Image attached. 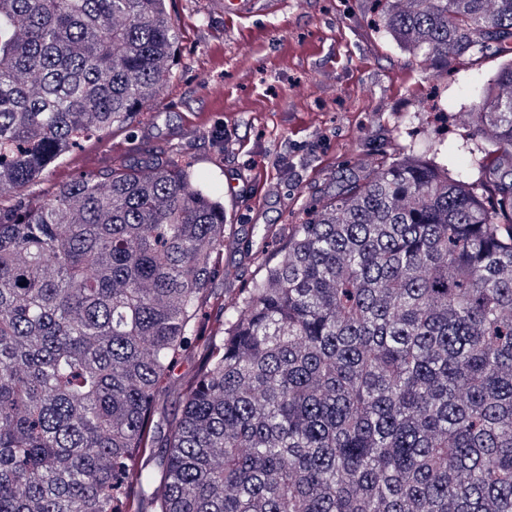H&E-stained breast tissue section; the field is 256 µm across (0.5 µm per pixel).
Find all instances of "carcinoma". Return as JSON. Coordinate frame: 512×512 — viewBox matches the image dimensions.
<instances>
[{"instance_id": "1", "label": "carcinoma", "mask_w": 512, "mask_h": 512, "mask_svg": "<svg viewBox=\"0 0 512 512\" xmlns=\"http://www.w3.org/2000/svg\"><path fill=\"white\" fill-rule=\"evenodd\" d=\"M377 4L425 61L512 41V0ZM176 42L166 0H0V196L153 102ZM475 133L476 179L348 181L229 306L188 163L0 212V512H512V62ZM194 366L195 358L191 354L179 359V361L175 365L171 382L169 384L166 394L167 404L169 409L172 410V412L178 410L181 405V388L179 381L183 377H186L190 373H192Z\"/></svg>"}]
</instances>
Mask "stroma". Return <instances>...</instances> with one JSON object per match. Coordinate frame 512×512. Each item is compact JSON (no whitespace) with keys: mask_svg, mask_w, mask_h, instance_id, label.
I'll return each mask as SVG.
<instances>
[{"mask_svg":"<svg viewBox=\"0 0 512 512\" xmlns=\"http://www.w3.org/2000/svg\"><path fill=\"white\" fill-rule=\"evenodd\" d=\"M167 9L178 32L170 84L129 125L61 157L0 206L51 198L81 174L182 156L224 205L215 292L228 304L304 209L348 179L412 152L469 169L478 95L512 61V49L447 65L413 57L373 29L370 0H282L275 13L232 19L210 0Z\"/></svg>","mask_w":512,"mask_h":512,"instance_id":"obj_1","label":"stroma"}]
</instances>
